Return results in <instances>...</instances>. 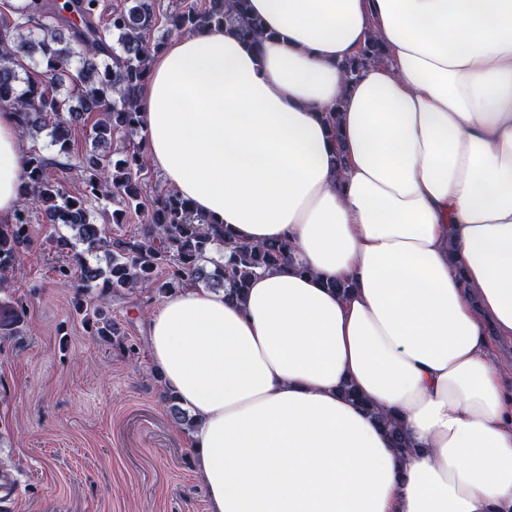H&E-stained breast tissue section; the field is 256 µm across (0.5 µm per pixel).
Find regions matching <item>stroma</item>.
<instances>
[{
	"label": "stroma",
	"mask_w": 512,
	"mask_h": 512,
	"mask_svg": "<svg viewBox=\"0 0 512 512\" xmlns=\"http://www.w3.org/2000/svg\"><path fill=\"white\" fill-rule=\"evenodd\" d=\"M13 297L25 305L16 336L0 335V459L18 479L0 512H207L189 434L175 425L150 361L139 292L109 300L126 346L91 336L60 286L53 229L31 221Z\"/></svg>",
	"instance_id": "obj_1"
}]
</instances>
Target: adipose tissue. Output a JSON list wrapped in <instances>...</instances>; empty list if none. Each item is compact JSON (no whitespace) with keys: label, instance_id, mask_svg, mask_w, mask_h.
I'll list each match as a JSON object with an SVG mask.
<instances>
[{"label":"adipose tissue","instance_id":"obj_1","mask_svg":"<svg viewBox=\"0 0 512 512\" xmlns=\"http://www.w3.org/2000/svg\"><path fill=\"white\" fill-rule=\"evenodd\" d=\"M250 8L259 47L173 39L140 96L167 185L233 240L293 249L243 300L187 287L148 320L208 512H512V385L487 338H512V0ZM20 134L0 112V221ZM380 56V48L378 44L369 39L359 55L351 60L342 63V68L345 71L349 80L354 79L365 65L378 59Z\"/></svg>","mask_w":512,"mask_h":512}]
</instances>
